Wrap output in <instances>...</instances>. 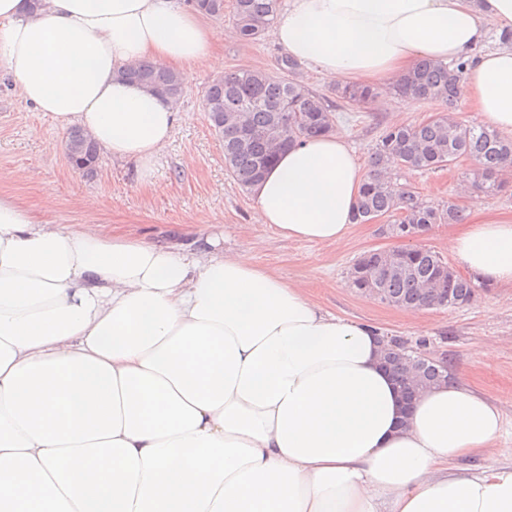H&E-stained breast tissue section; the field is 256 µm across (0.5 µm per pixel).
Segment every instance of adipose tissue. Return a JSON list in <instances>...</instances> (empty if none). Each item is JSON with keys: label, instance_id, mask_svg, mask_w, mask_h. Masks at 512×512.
I'll return each instance as SVG.
<instances>
[{"label": "adipose tissue", "instance_id": "adipose-tissue-1", "mask_svg": "<svg viewBox=\"0 0 512 512\" xmlns=\"http://www.w3.org/2000/svg\"><path fill=\"white\" fill-rule=\"evenodd\" d=\"M512 0H288L274 41L330 81L467 62L466 103L512 136ZM217 31L183 0H0V71L25 102L149 185L180 108L125 79L178 68ZM365 173L329 134L283 152L253 192L287 240H347ZM477 280L512 288V219L448 235ZM383 336L218 237L180 250L39 219L0 195V512H512V468L458 459L506 432L467 383L405 404Z\"/></svg>", "mask_w": 512, "mask_h": 512}]
</instances>
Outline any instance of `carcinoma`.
I'll return each instance as SVG.
<instances>
[{
  "label": "carcinoma",
  "instance_id": "carcinoma-1",
  "mask_svg": "<svg viewBox=\"0 0 512 512\" xmlns=\"http://www.w3.org/2000/svg\"><path fill=\"white\" fill-rule=\"evenodd\" d=\"M190 2L211 17L224 14V0ZM279 7L280 0H233L232 20L244 40L256 41L271 28ZM465 66L462 61L425 59L393 83L394 95L438 102L444 110L419 124L382 130L369 160L355 223L367 224L372 217L382 216L386 224L382 232L392 236L400 224L426 231L435 224H457L465 218L463 208L435 205L418 192L397 186L389 176L392 168L436 172L468 157L475 166L464 172V178L476 195L495 196L507 187L512 139L490 126L464 124L451 115ZM280 67L282 76L240 68L214 79L205 92V112L224 146V164L236 184L247 192L289 146L334 131V116L326 99L297 77V63L285 56ZM123 74L174 101L184 94L183 75L154 61H141ZM377 96L375 88L359 83L346 85L340 92L346 102H367ZM66 143L72 146V166L94 173L99 151L88 134L75 127ZM348 283L362 294L372 293L405 310L460 307L471 302L477 291L472 280L458 274L431 250L421 253L410 249L401 256L393 250L370 251L352 265ZM382 366L409 402L427 387L451 379L443 366L390 343L384 346Z\"/></svg>",
  "mask_w": 512,
  "mask_h": 512
}]
</instances>
